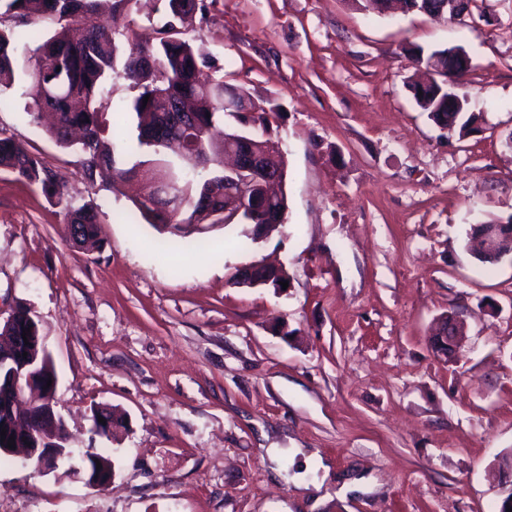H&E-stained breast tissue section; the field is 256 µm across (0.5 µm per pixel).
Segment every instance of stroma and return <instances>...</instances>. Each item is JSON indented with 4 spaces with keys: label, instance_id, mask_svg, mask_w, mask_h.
Wrapping results in <instances>:
<instances>
[{
    "label": "stroma",
    "instance_id": "stroma-1",
    "mask_svg": "<svg viewBox=\"0 0 512 512\" xmlns=\"http://www.w3.org/2000/svg\"><path fill=\"white\" fill-rule=\"evenodd\" d=\"M188 39L225 84L282 111L287 160L278 232L239 227L170 254L146 223L117 221L137 184L88 183L80 157L0 94V136L97 205L98 248L62 234L61 210L0 170V313L30 308L58 375L75 452L116 475L38 473L0 453V512H498L492 477L512 450V253L474 258L477 224L512 217V0H476L467 26L375 15L349 0H205ZM462 47L456 92L478 132L448 133L412 101L407 46ZM114 78L103 117L136 135ZM284 264L288 287L235 284ZM465 324L456 360L431 343ZM122 416L92 434V409ZM283 266H274L271 267L269 265H258V264H252V265H246L242 266L239 269L237 281L239 284L243 286L248 287H260V286H269L272 281V277H261L257 274L258 270H267L268 273L271 275V271L275 269L276 276L279 277L281 275V269ZM285 269V268H283ZM94 450H96V448H88L83 453L84 456H83L82 462L89 464L95 468L97 466L96 460H99L101 464L106 463L108 468L110 470H112V472H108V470L105 467L103 468V472H106L108 474V477L105 480H103L101 478V474L99 472L94 474L92 469H89V470L83 469L87 484L92 487L100 488V487H104L107 484H109L112 481V475H115L116 472H115V467H114L112 460L109 457H106Z\"/></svg>",
    "mask_w": 512,
    "mask_h": 512
}]
</instances>
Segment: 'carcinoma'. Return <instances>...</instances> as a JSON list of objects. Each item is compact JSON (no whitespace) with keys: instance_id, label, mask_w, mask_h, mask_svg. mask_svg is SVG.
I'll use <instances>...</instances> for the list:
<instances>
[{"instance_id":"cac0c4a2","label":"carcinoma","mask_w":512,"mask_h":512,"mask_svg":"<svg viewBox=\"0 0 512 512\" xmlns=\"http://www.w3.org/2000/svg\"><path fill=\"white\" fill-rule=\"evenodd\" d=\"M99 2L0 0V17L14 22L0 28V93L18 80L25 82L23 95L31 120L38 121L47 109L55 113L56 122L47 133L59 146L81 154L86 180L94 181L97 168L104 164L121 180L138 178L150 183L149 193L134 201L127 216L150 224L163 235L162 249L174 253L193 235L185 225L207 221V207L198 199L201 190L211 184L224 195V170L219 162L224 150V116L233 117L240 132L247 124L258 126L261 149L274 151L269 116L281 112V106L269 100L258 105L243 89L204 71L191 41L178 29L203 11V0H156L161 4L156 42L134 44L122 68L129 87L137 91L124 105L138 118L136 141L117 142L102 123L98 106L119 58V47L104 37L97 22ZM43 19L55 24L47 35L35 28ZM451 51L447 47L426 54L418 46L405 49L413 65L428 72L435 64L448 61ZM409 89L417 107L440 128L461 137L478 130L479 115L470 111L468 99L458 96L447 81L433 78L425 90L416 81ZM173 103L194 114L195 122L171 138L173 147L159 153L150 138L165 124ZM167 153L182 167L176 187L157 186L149 177ZM0 168L39 187L51 204L61 208L66 240L74 238L80 246L99 242L96 209L70 196L63 177L11 137H0ZM168 195L180 200L181 210L165 208L163 197ZM27 328L28 335H40L38 322L28 310L19 308L12 320L0 325V336H20Z\"/></svg>"}]
</instances>
